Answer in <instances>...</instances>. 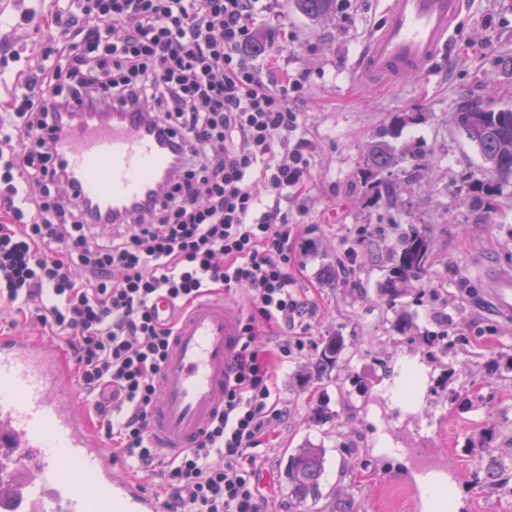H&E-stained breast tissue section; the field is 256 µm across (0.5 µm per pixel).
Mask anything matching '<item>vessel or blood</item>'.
<instances>
[{"mask_svg":"<svg viewBox=\"0 0 512 512\" xmlns=\"http://www.w3.org/2000/svg\"><path fill=\"white\" fill-rule=\"evenodd\" d=\"M461 0H389L385 20L357 62L362 83L381 85L430 70L445 48ZM70 195L100 218L161 196L170 144L145 113L117 108L111 123L70 124L57 152ZM496 315L512 322V270L482 271ZM239 311L206 297L181 312L160 371L149 438L163 456L195 447L235 384ZM0 512H164L143 482L115 474L88 422L69 359L46 336H0Z\"/></svg>","mask_w":512,"mask_h":512,"instance_id":"obj_1","label":"vessel or blood"}]
</instances>
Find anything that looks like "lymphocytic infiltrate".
Here are the masks:
<instances>
[{
  "label": "lymphocytic infiltrate",
  "mask_w": 512,
  "mask_h": 512,
  "mask_svg": "<svg viewBox=\"0 0 512 512\" xmlns=\"http://www.w3.org/2000/svg\"><path fill=\"white\" fill-rule=\"evenodd\" d=\"M272 0H67L46 64L17 74L0 105V308L73 352L113 454L159 474L171 512H258L254 451L283 415L276 370L290 350L262 330L303 320L291 243L301 210L282 208L309 172L294 143L302 86L258 61ZM147 110L177 138L175 175L157 203L112 225L63 193L56 144L75 102ZM244 293L235 386L204 440L172 459L148 436L172 332L156 312L215 289Z\"/></svg>",
  "instance_id": "f902f5d3"
}]
</instances>
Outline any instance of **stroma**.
<instances>
[{
    "label": "stroma",
    "mask_w": 512,
    "mask_h": 512,
    "mask_svg": "<svg viewBox=\"0 0 512 512\" xmlns=\"http://www.w3.org/2000/svg\"><path fill=\"white\" fill-rule=\"evenodd\" d=\"M33 6L0 0V83L44 61L46 30L21 21ZM385 7L386 0H349L348 9L314 22L288 2L263 21L274 35L276 75L303 85L297 136L307 145L309 179L288 206L306 209L292 249L310 330L304 350L278 369L286 414L256 450L255 479L268 512H427L410 489L418 477L411 449L424 442L458 512H512V469L497 468L488 454L512 446V324L471 282L484 265L512 268V182L501 185L492 209L467 201L486 173L454 123L466 99L512 107V76L502 67L512 56V0H463L455 34L426 77L374 88L357 80L355 66ZM398 115L412 122L391 144L418 142L426 154L419 177H408L409 159L393 171L390 202L366 184L363 148ZM409 224L430 232L432 266L391 301L382 291L387 250ZM347 252L354 277L332 281L329 266ZM442 327L444 354L428 342ZM335 334L346 357L316 376L311 365ZM309 441L325 448L326 472L321 499L302 503L286 465Z\"/></svg>",
    "instance_id": "stroma-1"
}]
</instances>
